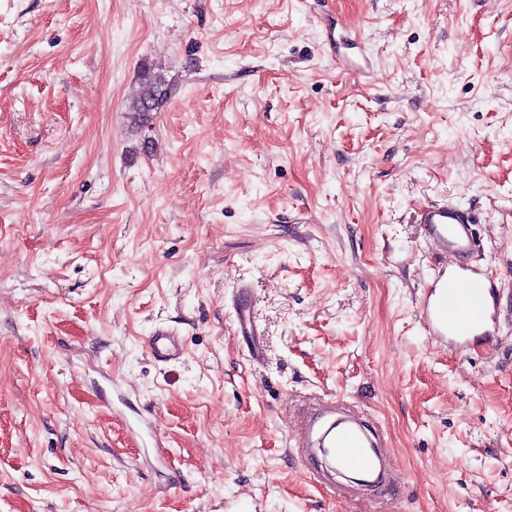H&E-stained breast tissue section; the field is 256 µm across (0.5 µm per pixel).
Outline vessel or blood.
I'll use <instances>...</instances> for the list:
<instances>
[{
	"label": "vessel or blood",
	"mask_w": 512,
	"mask_h": 512,
	"mask_svg": "<svg viewBox=\"0 0 512 512\" xmlns=\"http://www.w3.org/2000/svg\"><path fill=\"white\" fill-rule=\"evenodd\" d=\"M416 222L432 247L454 260L453 265L436 267L424 292L420 307L426 336L436 343L459 346L472 340L494 348L501 323L500 289L495 278L467 263L475 246L472 214L457 205L437 202L421 207ZM235 294L236 333L248 339L252 360H259L262 332L243 302L245 286L237 285ZM147 346L161 361L182 353L178 336L164 329L148 336ZM299 435L306 459L324 455L337 470L355 476L368 490L395 481L382 433L348 407L332 400L319 404L302 419Z\"/></svg>",
	"instance_id": "obj_1"
}]
</instances>
